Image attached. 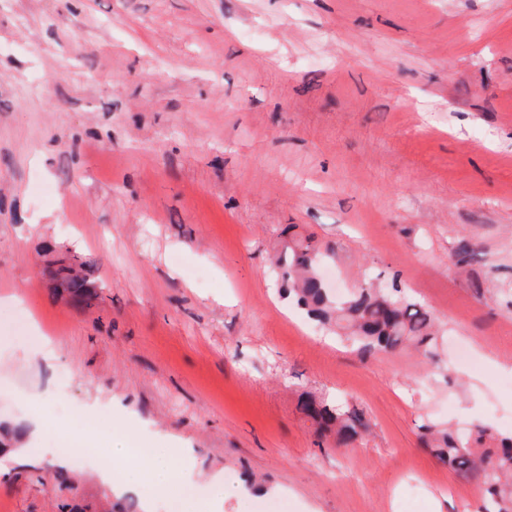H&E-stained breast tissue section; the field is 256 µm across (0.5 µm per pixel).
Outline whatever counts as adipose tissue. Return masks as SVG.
<instances>
[{
  "instance_id": "obj_1",
  "label": "adipose tissue",
  "mask_w": 512,
  "mask_h": 512,
  "mask_svg": "<svg viewBox=\"0 0 512 512\" xmlns=\"http://www.w3.org/2000/svg\"><path fill=\"white\" fill-rule=\"evenodd\" d=\"M138 448L133 441L119 443L112 451V464L97 470L98 481L113 495L119 496L141 490L150 484L154 490L182 488L180 512H224V501L233 498L240 503H249L251 490L242 484L219 483L213 488L207 503H199L190 487L196 471V458L192 449L160 447L151 449L142 464H132ZM152 494L143 496L142 512H155L156 501Z\"/></svg>"
}]
</instances>
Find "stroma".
<instances>
[{
  "mask_svg": "<svg viewBox=\"0 0 512 512\" xmlns=\"http://www.w3.org/2000/svg\"><path fill=\"white\" fill-rule=\"evenodd\" d=\"M292 233L339 292L425 304L441 369L310 319L269 264ZM49 246L93 259L89 305ZM508 282L512 0H0V313L54 351L0 329V431L54 396L37 463L0 447V512H140L91 474L128 436L193 449L196 497L252 483L249 512H480L420 427L512 435ZM305 391L368 433L319 442ZM57 437L84 467L43 461Z\"/></svg>",
  "mask_w": 512,
  "mask_h": 512,
  "instance_id": "35a3bbf8",
  "label": "stroma"
}]
</instances>
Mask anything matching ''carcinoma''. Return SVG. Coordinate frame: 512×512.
Segmentation results:
<instances>
[{"instance_id": "cac0c4a2", "label": "carcinoma", "mask_w": 512, "mask_h": 512, "mask_svg": "<svg viewBox=\"0 0 512 512\" xmlns=\"http://www.w3.org/2000/svg\"><path fill=\"white\" fill-rule=\"evenodd\" d=\"M286 254L288 257H279L274 265L288 284V295L358 352L371 355L413 348L429 362H435V318L424 305L404 296L397 285L381 288L372 281H364L345 299H334L317 273V252L309 239L288 241ZM92 268V261L83 259L80 269L60 265L55 274L68 285L72 297L82 300L98 288ZM300 407L315 432L333 436L338 446L354 442L369 429L363 412L340 406L331 408L306 392L301 394ZM422 430V443L434 457L481 490L483 512H512V467L499 471L488 468L493 460H512V436L492 434L486 426L460 431L429 423Z\"/></svg>"}]
</instances>
